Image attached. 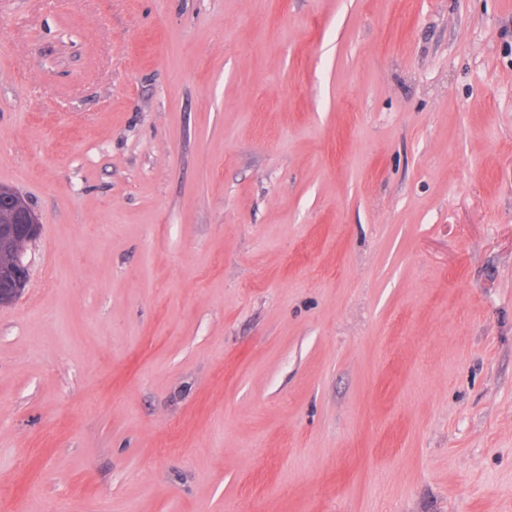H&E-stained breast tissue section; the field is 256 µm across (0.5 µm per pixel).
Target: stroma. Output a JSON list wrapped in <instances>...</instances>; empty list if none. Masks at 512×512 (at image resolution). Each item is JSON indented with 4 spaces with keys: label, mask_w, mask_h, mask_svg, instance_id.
<instances>
[{
    "label": "stroma",
    "mask_w": 512,
    "mask_h": 512,
    "mask_svg": "<svg viewBox=\"0 0 512 512\" xmlns=\"http://www.w3.org/2000/svg\"><path fill=\"white\" fill-rule=\"evenodd\" d=\"M0 512H512V0H0ZM0 307L13 304L24 293L29 281L25 248L39 235L41 224L28 203L14 190L0 187Z\"/></svg>",
    "instance_id": "stroma-1"
}]
</instances>
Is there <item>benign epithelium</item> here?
I'll return each mask as SVG.
<instances>
[{
  "label": "benign epithelium",
  "mask_w": 512,
  "mask_h": 512,
  "mask_svg": "<svg viewBox=\"0 0 512 512\" xmlns=\"http://www.w3.org/2000/svg\"><path fill=\"white\" fill-rule=\"evenodd\" d=\"M0 307L17 301L29 281L25 248L39 235L41 224L28 203L14 190L0 187Z\"/></svg>",
  "instance_id": "1"
}]
</instances>
